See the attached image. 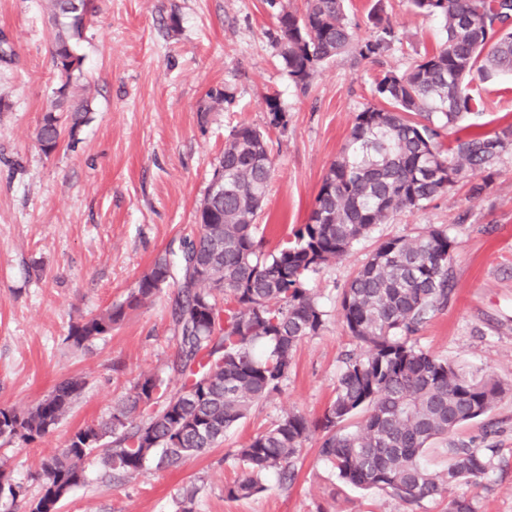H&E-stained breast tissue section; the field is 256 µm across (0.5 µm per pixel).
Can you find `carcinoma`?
<instances>
[{
    "label": "carcinoma",
    "instance_id": "cac0c4a2",
    "mask_svg": "<svg viewBox=\"0 0 512 512\" xmlns=\"http://www.w3.org/2000/svg\"><path fill=\"white\" fill-rule=\"evenodd\" d=\"M49 2L51 58L61 83L36 128L46 155L60 145L64 130L75 137L90 112L89 99L70 100L73 75L83 63L76 40L87 22L74 13L72 0ZM408 2L415 13L440 21L443 40L405 72L388 71L375 82L383 105L355 116L306 223L294 225L275 248H265L255 220L271 175L268 133L239 125L210 177L224 180V195L207 194L200 202L197 235L181 241L178 251L159 254L122 301L70 326L66 342L86 348L179 274L171 309L178 349L167 365L179 386L170 387L157 373L140 375L106 420L77 429L40 461V491L29 512H57L86 483V461L98 451L118 479L150 462L176 469L222 441L256 403L281 392L297 344L324 330L327 312L309 287L311 276L346 256L378 225L425 207L512 149V123L493 131L463 124L481 104L473 75L512 74V0ZM266 5L276 24L277 56L302 91L349 48L377 58L399 40L377 18L376 34L355 41L346 0ZM207 97L205 114L235 101L225 88ZM267 107L268 127L285 128L287 115L277 99ZM457 247L441 228L377 240L339 297L344 327L359 351L344 358L334 398L320 418L285 412L237 449L233 457L242 476L224 486L227 498L258 493L270 471L290 473L303 443L320 431L318 456L342 484L377 489L407 506L427 499L445 504V512H476L473 497L453 489L484 477L491 456L448 436L488 416L512 388L412 341L432 312L448 306ZM83 388V379L72 376L27 411L0 408V438L30 443L45 437ZM437 440L447 445L448 463L441 469L426 461ZM16 496L0 467V512H10Z\"/></svg>",
    "mask_w": 512,
    "mask_h": 512
}]
</instances>
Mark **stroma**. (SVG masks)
I'll return each mask as SVG.
<instances>
[{"label":"stroma","mask_w":512,"mask_h":512,"mask_svg":"<svg viewBox=\"0 0 512 512\" xmlns=\"http://www.w3.org/2000/svg\"><path fill=\"white\" fill-rule=\"evenodd\" d=\"M97 12L77 45L76 97L91 111L75 139L44 155L35 130L59 85L51 63L46 0H0V407H34L62 378L79 376L83 392L57 428L33 443L0 439L4 466L27 512L37 496L42 458L71 431L98 423L146 372L166 371L177 350L168 286L131 311L111 334L76 349L71 324L122 301L155 257L197 231L194 215L230 130L268 121L266 100L278 98L286 128L271 132L272 178L258 214L266 248L305 223L322 178L364 107L379 105L376 79L406 70L442 40L439 20L410 11L406 0H347L357 40L373 36L378 14L400 35L386 56L351 51L327 63L307 92L281 66L265 0H95ZM179 24L170 27V15ZM233 92V108L204 112L212 88ZM484 104L474 117L485 130L512 121V75L475 79ZM468 176L426 207L405 212L356 243L343 260L310 280L327 312L319 335L298 345L282 391L255 404L224 440L181 467L147 465L112 478L100 458L86 464L88 480L59 512H178L187 488H197L195 512H441L437 503L409 508L377 490L339 483L317 454L311 435L295 461L293 479L268 474L255 496L232 500L225 484L239 475L236 448L286 411L314 419L334 396L345 354L339 295L369 257L376 237H412L428 227L450 228L458 243L453 292L430 314L417 344L457 364L487 371L512 385V150L480 194ZM455 440L493 449L489 473L468 492L477 512H512V395L487 416L461 426Z\"/></svg>","instance_id":"obj_1"}]
</instances>
